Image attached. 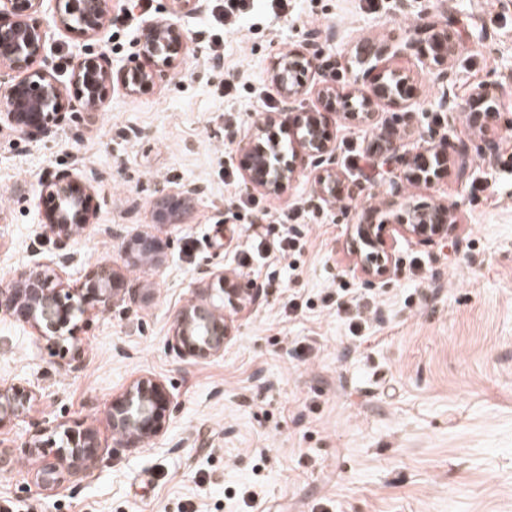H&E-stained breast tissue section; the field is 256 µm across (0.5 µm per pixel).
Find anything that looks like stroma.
<instances>
[{"mask_svg":"<svg viewBox=\"0 0 512 512\" xmlns=\"http://www.w3.org/2000/svg\"><path fill=\"white\" fill-rule=\"evenodd\" d=\"M399 2L290 0L287 11L264 8L230 29L210 0L184 20L183 64L152 89L110 87L100 112L67 111L45 137L0 128V278L53 263L42 189L71 169L90 182L96 214L62 276L74 282L109 263L124 286H147L129 309L92 314L74 371L56 346L0 315V384L37 393L28 417L0 430L14 454L0 471V512H512V0ZM123 5L112 0L118 22L98 39L50 28L46 57L60 79L90 53L131 58L166 0L129 17ZM436 14L458 18L448 29L456 52L444 66L414 50L398 59L412 85L401 139L416 151L447 130L450 143L475 144L464 113L438 109L441 91L463 103L498 82L505 92L490 133L501 149L491 162L475 157L467 182L448 170L429 186L403 183L402 198L415 203L458 204L459 226L430 252L397 242L392 277L368 288L350 268L351 227L403 213L392 173L364 183L349 163L372 148L371 128L328 119L347 182L362 184L328 205L309 173L277 195L248 190L236 147L262 121L263 100L279 97L274 56L309 32L322 34L337 89L365 92L362 48L404 42ZM229 74L238 88L228 97ZM185 184L203 195L177 223H160L155 198ZM115 229L169 242L163 263L128 266ZM289 240L284 255L255 250ZM204 266L233 269L265 296L235 315L223 358L196 362L168 343ZM144 374L167 385L180 411L154 443L115 447L106 410ZM42 419L85 423L102 448L89 477L50 497L30 491L39 458L23 448Z\"/></svg>","mask_w":512,"mask_h":512,"instance_id":"stroma-1","label":"stroma"}]
</instances>
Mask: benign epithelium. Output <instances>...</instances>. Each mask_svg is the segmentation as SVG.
Instances as JSON below:
<instances>
[{"label": "benign epithelium", "instance_id": "1", "mask_svg": "<svg viewBox=\"0 0 512 512\" xmlns=\"http://www.w3.org/2000/svg\"><path fill=\"white\" fill-rule=\"evenodd\" d=\"M43 0H0V76L12 77L6 111L0 122L30 136L52 132L64 121L63 99L67 87L76 90L78 107L94 112L104 106L106 89L117 76L123 87L134 93L151 88L183 61L188 47V34L178 22L185 14L206 9V0H168L166 14L145 23L131 64L113 69L110 58L100 53L83 57L72 68L68 82L59 80L46 61L47 29L38 14ZM111 0H66L64 10L53 23L65 30H76L88 39L97 38L111 22ZM430 26L413 30L402 44L366 47L364 60L377 64L401 56L417 47ZM320 33L315 31L297 50L278 55L272 63L270 80L280 92L279 107L268 112L253 135L241 145L245 165L242 178L246 188L266 194L279 193L298 173H317L316 197L325 203L336 200V187L341 171L335 147L324 132L326 116L303 108L306 85L302 74L316 77L314 84L319 100L332 108V102L343 103V117L358 123L375 124V107L382 101L394 102L401 95L408 76L389 70L378 75L366 94L342 95L325 75L319 47ZM431 49L438 60L445 62L455 44L448 38V27L432 35ZM503 88L496 84L479 87L471 102L461 105L444 88L438 107L448 112L463 111L475 132L486 131L488 120L497 114L496 103ZM280 123L296 130V146L287 153L267 147L261 140L265 127ZM499 150L497 141L482 139L471 148L461 143L455 156L448 158V137L433 136L429 145L412 153L394 139L385 144L386 165L393 163L403 169L406 181L432 183L434 167L452 166L457 181L464 182L472 174L473 153L492 158ZM89 186L80 174L62 170L43 186L44 195L52 201L45 211L44 224L57 241L56 265L66 268L75 261L70 243L76 232L93 223ZM196 185H184L176 194L157 197L154 208L165 221L190 207L200 196ZM456 206L438 204L421 209L412 208L405 219L396 224H357L350 237L352 266L365 283L374 285L387 281L397 258L392 241L402 237L411 245L432 250L456 227ZM120 251L133 261L157 264L169 243L147 232L130 236L112 232ZM263 289L252 283H241L231 270L202 268L196 278V296L180 307L172 329L169 346L178 356L194 361H208L224 356L231 341L230 315L259 303ZM136 292L121 287L117 272L108 265L89 269L82 279L70 282L49 266L35 263L9 278L0 280V313L8 314L32 328L37 336L58 342L71 340L64 353L71 354L68 368L80 361L83 348L79 332L87 323L85 315L95 310L109 313L116 307L135 301ZM37 393L20 384H0V429L27 415ZM179 412V403L160 379L144 375L134 379L107 409L115 444L122 448H142L165 431L171 418ZM43 460L32 474V485L39 493L55 495L76 476L87 477L100 456L101 448L93 429L77 423L64 430L61 445L52 439L37 444Z\"/></svg>", "mask_w": 512, "mask_h": 512}]
</instances>
